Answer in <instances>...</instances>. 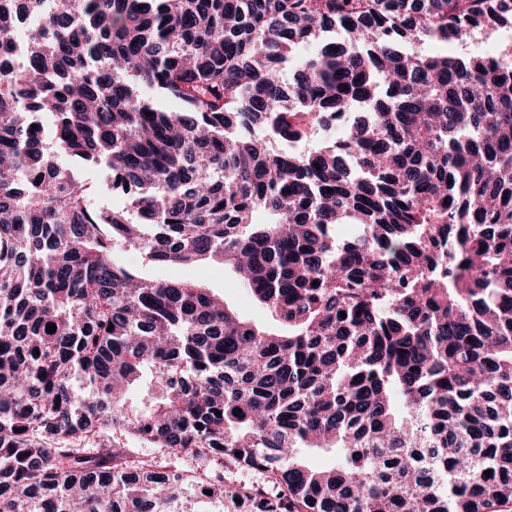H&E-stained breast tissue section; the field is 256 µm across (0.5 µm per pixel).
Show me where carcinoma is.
Wrapping results in <instances>:
<instances>
[{
    "mask_svg": "<svg viewBox=\"0 0 512 512\" xmlns=\"http://www.w3.org/2000/svg\"><path fill=\"white\" fill-rule=\"evenodd\" d=\"M504 26L512 0H0V512L512 506V44L446 50ZM118 242L227 263L279 328Z\"/></svg>",
    "mask_w": 512,
    "mask_h": 512,
    "instance_id": "cac0c4a2",
    "label": "carcinoma"
}]
</instances>
